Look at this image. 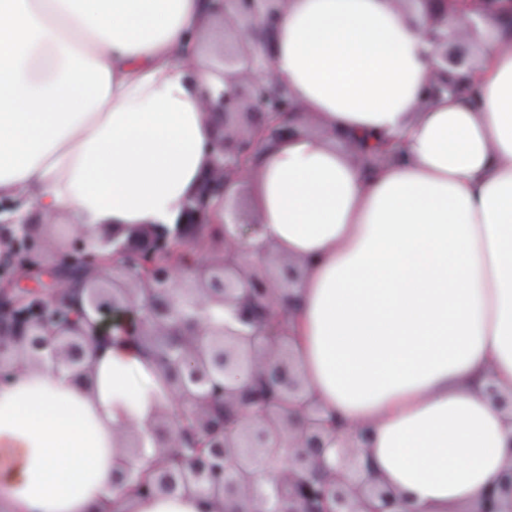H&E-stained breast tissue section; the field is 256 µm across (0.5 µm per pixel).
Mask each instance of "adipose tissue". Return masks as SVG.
Masks as SVG:
<instances>
[{
    "label": "adipose tissue",
    "mask_w": 512,
    "mask_h": 512,
    "mask_svg": "<svg viewBox=\"0 0 512 512\" xmlns=\"http://www.w3.org/2000/svg\"><path fill=\"white\" fill-rule=\"evenodd\" d=\"M207 0H0V198L90 235L175 229L210 167L213 118L177 52ZM398 0H288L280 82L313 131L262 151L261 241L307 265L293 357L336 440L370 430L405 512H469L512 462V31L480 52L475 91L421 106L439 64ZM400 140L365 172L333 130ZM151 358L115 341L80 387L52 361L0 388V512H203L196 496L114 488L116 430L160 407Z\"/></svg>",
    "instance_id": "obj_1"
}]
</instances>
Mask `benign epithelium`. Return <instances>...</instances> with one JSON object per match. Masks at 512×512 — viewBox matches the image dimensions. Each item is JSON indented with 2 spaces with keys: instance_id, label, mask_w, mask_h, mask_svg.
<instances>
[{
  "instance_id": "obj_1",
  "label": "benign epithelium",
  "mask_w": 512,
  "mask_h": 512,
  "mask_svg": "<svg viewBox=\"0 0 512 512\" xmlns=\"http://www.w3.org/2000/svg\"><path fill=\"white\" fill-rule=\"evenodd\" d=\"M420 2L424 30L440 65L422 92L428 104L465 85H474L471 46L488 19L512 27V15L496 11L498 0H399ZM224 17L220 67L230 90L212 101L197 82L203 107L215 111L216 132L209 174L185 205L174 235L149 228L137 239H120L104 229L62 253L52 273L41 262L40 227L3 223L0 238L13 251L0 262V385L18 369L50 358L80 384L90 380L94 361L111 336L135 337L167 379V392L185 424L174 429L160 408L148 432L163 464L133 491L138 499L196 494L207 512H402L393 491L371 469L360 448L333 447L337 423L323 417L309 395L285 336L297 300L276 296L275 285L293 284L300 265L274 260L271 269L248 263L243 244L260 224L213 220L233 186L249 184L261 145L301 130L302 105L275 83L271 34L288 0H209ZM466 19L459 33L448 15ZM342 146L368 171L404 159L400 142L369 150L356 138L337 133ZM486 393L512 412V393L493 380ZM236 416L233 429L224 415ZM126 456L143 448L134 428L121 432ZM133 469L122 460L113 484L130 488ZM512 465L489 485L469 512H512Z\"/></svg>"
}]
</instances>
